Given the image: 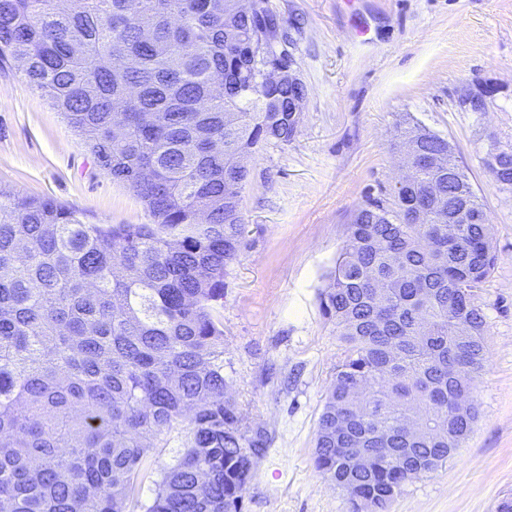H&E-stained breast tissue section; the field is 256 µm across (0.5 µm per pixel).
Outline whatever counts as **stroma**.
<instances>
[{
    "label": "stroma",
    "instance_id": "stroma-1",
    "mask_svg": "<svg viewBox=\"0 0 512 512\" xmlns=\"http://www.w3.org/2000/svg\"><path fill=\"white\" fill-rule=\"evenodd\" d=\"M308 89L295 139L247 162L244 243L224 278V376L264 428L243 512H353L314 465L340 358L318 294L358 207L390 202L398 126L448 139L483 203L496 264L474 302L489 325L480 419L455 455L388 512H495L512 497V192L489 181L512 147V0H268ZM0 190L51 197L94 224H148L16 64L0 67Z\"/></svg>",
    "mask_w": 512,
    "mask_h": 512
}]
</instances>
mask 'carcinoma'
<instances>
[{"mask_svg":"<svg viewBox=\"0 0 512 512\" xmlns=\"http://www.w3.org/2000/svg\"><path fill=\"white\" fill-rule=\"evenodd\" d=\"M0 0V66L23 72L151 224H88L52 198L0 191V512H242L265 448L224 377V277L241 253L245 159L292 141L304 87L249 82L277 34L267 0ZM224 76V93L212 81ZM412 186L356 210L327 286L342 358L314 449L355 512H386L479 418L496 264L488 215L448 140L398 135ZM512 190V147L487 161ZM368 466L357 472L350 457Z\"/></svg>","mask_w":512,"mask_h":512,"instance_id":"1","label":"carcinoma"}]
</instances>
